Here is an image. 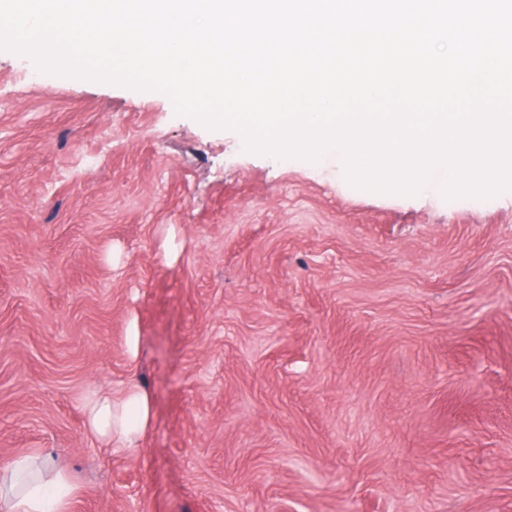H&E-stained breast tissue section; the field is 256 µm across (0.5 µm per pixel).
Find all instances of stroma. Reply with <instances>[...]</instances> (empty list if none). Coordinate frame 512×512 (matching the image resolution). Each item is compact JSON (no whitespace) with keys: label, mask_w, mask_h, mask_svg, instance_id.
<instances>
[{"label":"stroma","mask_w":512,"mask_h":512,"mask_svg":"<svg viewBox=\"0 0 512 512\" xmlns=\"http://www.w3.org/2000/svg\"><path fill=\"white\" fill-rule=\"evenodd\" d=\"M35 67L0 50V467L71 512H512V190L357 188ZM133 375L150 431L101 448L81 397ZM29 476L36 482L26 489ZM78 491L66 469L48 465L37 451L19 454L0 468L1 512H48V501L49 512H70Z\"/></svg>","instance_id":"35a3bbf8"}]
</instances>
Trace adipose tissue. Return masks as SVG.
<instances>
[{"mask_svg":"<svg viewBox=\"0 0 512 512\" xmlns=\"http://www.w3.org/2000/svg\"><path fill=\"white\" fill-rule=\"evenodd\" d=\"M84 428L102 447L138 452L152 421L151 397L137 378L120 392L95 388L83 394ZM78 488L69 472L48 465L37 451L0 468V512H70Z\"/></svg>","mask_w":512,"mask_h":512,"instance_id":"ef3b65f1","label":"adipose tissue"}]
</instances>
